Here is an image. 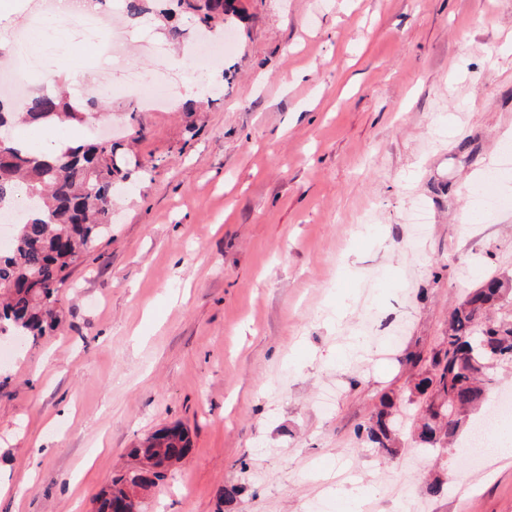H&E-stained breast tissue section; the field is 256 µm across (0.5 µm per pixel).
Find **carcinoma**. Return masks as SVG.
I'll return each mask as SVG.
<instances>
[{
	"mask_svg": "<svg viewBox=\"0 0 512 512\" xmlns=\"http://www.w3.org/2000/svg\"><path fill=\"white\" fill-rule=\"evenodd\" d=\"M181 4L209 19L228 20L237 14L234 0H181ZM98 108L92 99L80 110L61 95L38 89L0 115L13 122L65 126ZM126 166L109 142L68 147L49 157L13 143L0 148V202L15 201L22 185L26 193L24 215L13 225L11 245L0 248V335L35 341L58 322L60 290L112 223L113 196L128 177ZM498 360L512 364V273L507 271L465 294L427 359L406 356V364L414 370L407 401L414 405L419 444L453 445L468 412L479 405L493 381L486 365ZM451 393L461 401L460 412L439 420L434 407ZM400 405L398 396L383 395L377 410L357 426L356 437L381 454L394 456L400 427L393 424V416ZM189 450L187 431L173 426L146 437L130 455L150 462L162 453L176 462ZM164 480L163 473L149 479L127 469L96 496L95 512H118V500L129 488L156 487Z\"/></svg>",
	"mask_w": 512,
	"mask_h": 512,
	"instance_id": "cac0c4a2",
	"label": "carcinoma"
}]
</instances>
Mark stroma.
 Segmentation results:
<instances>
[{
    "label": "stroma",
    "mask_w": 512,
    "mask_h": 512,
    "mask_svg": "<svg viewBox=\"0 0 512 512\" xmlns=\"http://www.w3.org/2000/svg\"><path fill=\"white\" fill-rule=\"evenodd\" d=\"M125 53L193 106L64 127L138 164L37 342L0 336V512H92L148 433L190 434L146 512H512V460L357 441L465 292L512 270V0H150ZM212 42L200 84L157 26ZM77 74L116 82L66 40ZM499 203L484 208L481 197ZM426 221L414 223L413 204ZM443 491L431 493L433 481ZM182 6L192 11H202L204 20L215 16H224V21L233 19L237 14L234 0H179Z\"/></svg>",
    "instance_id": "35a3bbf8"
}]
</instances>
